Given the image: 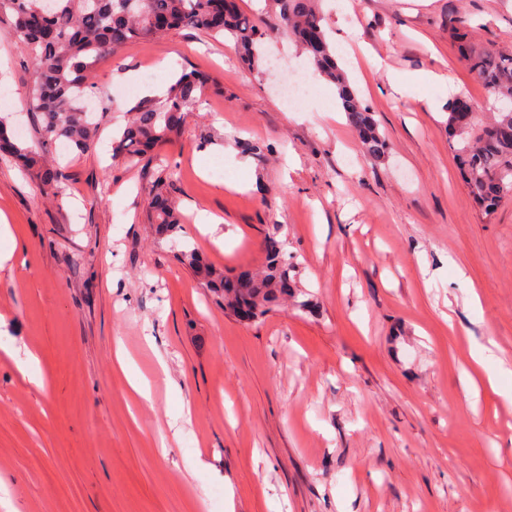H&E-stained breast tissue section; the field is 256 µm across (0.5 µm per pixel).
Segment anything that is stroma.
<instances>
[{"mask_svg":"<svg viewBox=\"0 0 512 512\" xmlns=\"http://www.w3.org/2000/svg\"><path fill=\"white\" fill-rule=\"evenodd\" d=\"M322 8L388 140L382 159L330 111L320 75L292 111L278 73L190 28L102 61L89 99L107 112L102 131L85 152L54 149L67 175L57 194L0 159V216L17 244L0 266V345L27 346L45 381L28 387L0 356V512H512V378L494 389L470 358L486 347L512 369V200L490 219L477 209L446 125L453 94L488 98L450 18L512 48V0ZM185 69L210 83L176 140L139 165L113 161V125ZM32 79L0 32V115L27 144ZM169 168L183 224L161 241L149 195ZM204 213L217 224L200 225ZM276 225L315 313L288 304L241 321L176 259L185 246L226 275L256 271ZM119 342L151 402L128 395ZM174 418L180 440L158 448Z\"/></svg>","mask_w":512,"mask_h":512,"instance_id":"35a3bbf8","label":"stroma"}]
</instances>
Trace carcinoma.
<instances>
[{"label":"carcinoma","instance_id":"carcinoma-1","mask_svg":"<svg viewBox=\"0 0 512 512\" xmlns=\"http://www.w3.org/2000/svg\"><path fill=\"white\" fill-rule=\"evenodd\" d=\"M43 2L0 0V24L8 25V36L36 68L27 101L36 115L40 146L33 150L11 138L6 120L0 118V153L36 171L52 192L66 175L50 165L48 149L62 141L86 151L97 138L99 121L85 110L83 98L93 90L98 63L128 44L183 27L224 37L254 67L262 60L265 39L277 35L294 41L315 70L335 84L364 152L380 158L388 150L370 108L351 85L328 41L321 0H268L270 14L263 21L240 12L235 0H221L218 15L213 0H54L46 13ZM451 28L462 61L487 88L488 101L469 121L459 109L463 96L449 102L448 133L456 139V163L475 205L492 216L502 201L512 198V52L477 42L475 30L463 17L454 19ZM207 81L204 74L184 69L164 96L139 99L128 109L125 127L112 137V159L136 164L148 151L172 142L185 114L200 102ZM174 177L172 171L160 174L153 184L150 212L160 239L173 237L180 229L167 191ZM278 234L276 230L266 237L264 266L256 274L230 279L192 249L180 252L179 261L234 315L237 306L252 305L261 318L288 297L310 312L313 304L299 299L303 291L291 275L294 267L284 256Z\"/></svg>","mask_w":512,"mask_h":512}]
</instances>
